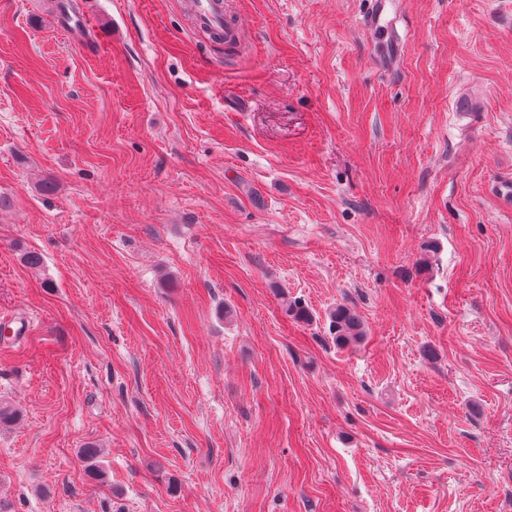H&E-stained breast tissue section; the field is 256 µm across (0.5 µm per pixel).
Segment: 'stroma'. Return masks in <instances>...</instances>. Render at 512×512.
Returning a JSON list of instances; mask_svg holds the SVG:
<instances>
[{
	"label": "stroma",
	"instance_id": "stroma-1",
	"mask_svg": "<svg viewBox=\"0 0 512 512\" xmlns=\"http://www.w3.org/2000/svg\"><path fill=\"white\" fill-rule=\"evenodd\" d=\"M224 7L0 0V502L512 512V0ZM194 7L200 23L216 29L224 26V13L216 0H196ZM333 334L339 345L358 342L364 336V324L356 311L340 305L330 315Z\"/></svg>",
	"mask_w": 512,
	"mask_h": 512
}]
</instances>
